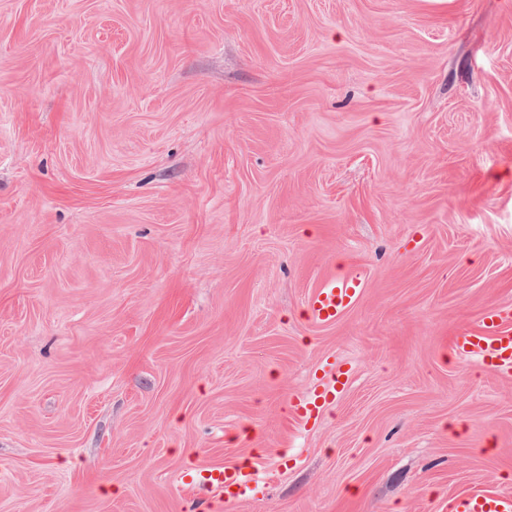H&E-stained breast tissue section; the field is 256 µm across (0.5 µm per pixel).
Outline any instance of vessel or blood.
<instances>
[{"instance_id": "obj_1", "label": "vessel or blood", "mask_w": 512, "mask_h": 512, "mask_svg": "<svg viewBox=\"0 0 512 512\" xmlns=\"http://www.w3.org/2000/svg\"><path fill=\"white\" fill-rule=\"evenodd\" d=\"M364 279L353 269L343 276H331L315 290L307 302L310 320L320 323L336 321L361 297ZM451 350L459 356L479 357L492 372L512 371V310L502 307L485 311L475 330L452 336ZM346 384L335 364H328L316 384L291 401L294 416L308 424L317 423L325 405L335 400ZM178 481L184 486L202 483L213 488L220 499L241 501L258 497L263 492L254 470L239 466H209L181 471ZM453 512H512V497L502 494H480L457 501Z\"/></svg>"}]
</instances>
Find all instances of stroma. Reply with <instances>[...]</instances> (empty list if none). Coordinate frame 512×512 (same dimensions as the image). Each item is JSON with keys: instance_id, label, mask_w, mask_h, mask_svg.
Segmentation results:
<instances>
[{"instance_id": "35a3bbf8", "label": "stroma", "mask_w": 512, "mask_h": 512, "mask_svg": "<svg viewBox=\"0 0 512 512\" xmlns=\"http://www.w3.org/2000/svg\"><path fill=\"white\" fill-rule=\"evenodd\" d=\"M507 305L512 0H0V512L512 496V375L448 348ZM364 279L359 269H352L343 276H330L315 290L307 301V315L311 321L335 322L361 297ZM346 381L347 378L343 376V373L336 372L335 363H329L313 387L292 399L293 415L307 425H315L321 418L324 406L336 399ZM182 486L194 487L203 483L213 488L222 503L256 498L263 493L257 473L239 466H209L201 469L183 470L178 475Z\"/></svg>"}]
</instances>
